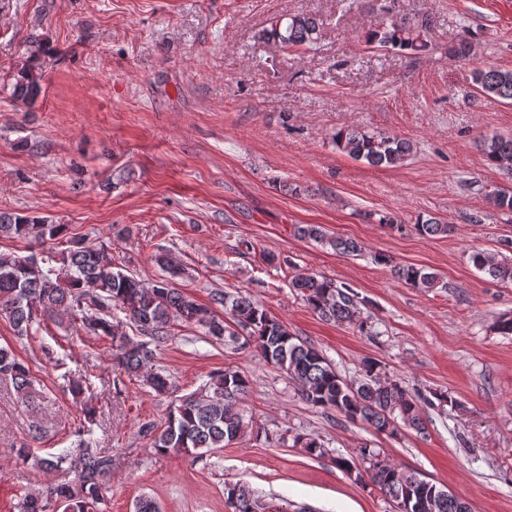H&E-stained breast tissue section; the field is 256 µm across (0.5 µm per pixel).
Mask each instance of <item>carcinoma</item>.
<instances>
[{
  "label": "carcinoma",
  "instance_id": "cac0c4a2",
  "mask_svg": "<svg viewBox=\"0 0 512 512\" xmlns=\"http://www.w3.org/2000/svg\"><path fill=\"white\" fill-rule=\"evenodd\" d=\"M373 11L378 21L368 30L365 41L381 48H394L409 55L426 51L425 38L430 28L427 18L414 23L396 13V0H375ZM323 21L307 13L274 19L259 34L262 41L274 40L282 48L309 46L321 36ZM42 42L30 45L27 64L14 76L11 96L24 103L40 92L43 79L40 55ZM472 82L478 93L512 102V70L494 66H476ZM331 141L337 150L370 166L395 168L411 155V141L383 132L358 127L334 131ZM481 150L494 169L512 175V135L483 139ZM488 204L504 215H512V188H497L487 194ZM419 234L447 236L454 225L436 217L421 218L415 224ZM64 227L42 217L0 213V237L45 242L56 241ZM298 235L328 245L345 255H358L362 246L355 240L330 238L318 224H304ZM470 259L475 268L491 279L512 284V257L488 249L473 251ZM380 264L393 266L396 277L413 288H434L438 277L422 267L392 264L382 254L374 257ZM156 263L167 276L152 283L138 279L130 271L115 265L112 247L74 246L53 257L39 259L0 253V315L14 330L27 335L39 318L59 310L66 311L85 333L111 341L113 356L130 377H141L157 395L172 393L168 375L154 367L155 346L170 336L176 322L192 324L210 341L221 343L239 339L237 328L248 330L244 343L251 345L262 359L284 372L295 384L298 395L307 404L324 411H334L344 418L360 421L376 432L399 433L397 422L416 433H427L424 407L448 403L443 393L433 398L412 395L395 381L383 378L380 363L368 359L363 363V377L351 382L341 377L318 347L294 336L279 319L246 296L231 298L222 291L211 295L210 304H200L175 286L179 268L165 254ZM291 288L299 293L312 310L326 321L355 325L364 330L361 301L351 289L309 272L294 275ZM225 315H220L219 308ZM122 313L140 334V338L118 335L114 318ZM12 385L25 399L33 396V380L28 364L8 347H0V383ZM250 389V379L243 370L227 369L209 377L196 392L176 399L162 426L153 422L142 425L141 433L150 447L161 455L193 456L201 450L213 453L246 437L252 425L240 409V401ZM284 444L293 441L313 457H324L328 450L317 438L290 429L265 433ZM17 460L34 462L46 470H65L69 478L46 490L25 494L18 503L19 512H99L102 488L112 469V456L86 438L60 454L32 457L28 448L15 449ZM337 469L358 483H370L393 501L410 499L412 512H471L469 503L437 484L420 478L381 457L370 448H362L359 457L338 454L331 458ZM225 503L230 512H290L288 506L258 498L247 485L225 488Z\"/></svg>",
  "mask_w": 512,
  "mask_h": 512
}]
</instances>
